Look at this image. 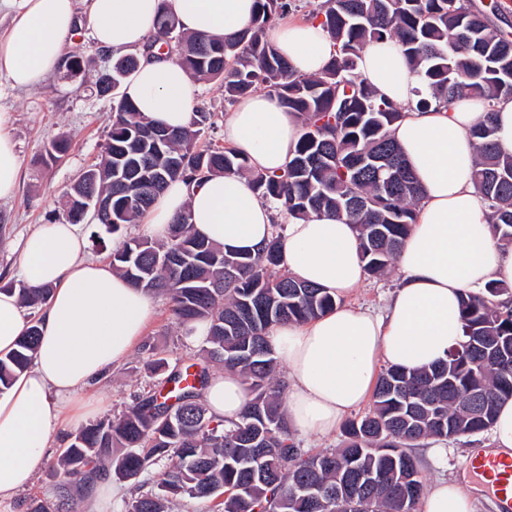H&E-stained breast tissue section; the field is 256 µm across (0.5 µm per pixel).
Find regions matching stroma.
Returning a JSON list of instances; mask_svg holds the SVG:
<instances>
[{"label":"stroma","mask_w":512,"mask_h":512,"mask_svg":"<svg viewBox=\"0 0 512 512\" xmlns=\"http://www.w3.org/2000/svg\"><path fill=\"white\" fill-rule=\"evenodd\" d=\"M80 25L67 47V55L82 56L87 64L83 78H64L55 70L46 81L30 89H5L0 92V113L9 116L8 129L15 141L20 158L21 174L13 198L0 200V279H9L16 271L17 254L13 249L23 235L38 225L63 217L68 201L67 192L79 173L104 150L105 134L111 121L110 103L98 98L94 76L111 67L115 53L97 49L87 26L88 3L79 0ZM67 138L70 149L54 164L44 161V150L54 140ZM157 314L142 335L143 341L154 345L169 362L192 359L201 362V340L176 329L169 319L163 298H155ZM147 356L134 348L129 357L113 368L95 391L99 402L93 403L89 421H97L125 411L139 396L153 391L156 379L146 366ZM77 430L69 425L53 436V446L36 471L33 486L21 492L11 503L0 506V512H28L31 500L54 501L60 477L56 463ZM489 433L445 441L448 466L437 469L426 458L423 448L414 455L424 484L444 478L459 480L463 464L472 453L490 447Z\"/></svg>","instance_id":"1"}]
</instances>
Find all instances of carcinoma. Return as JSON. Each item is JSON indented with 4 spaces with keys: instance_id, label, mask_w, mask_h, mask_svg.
<instances>
[{
    "instance_id": "cac0c4a2",
    "label": "carcinoma",
    "mask_w": 512,
    "mask_h": 512,
    "mask_svg": "<svg viewBox=\"0 0 512 512\" xmlns=\"http://www.w3.org/2000/svg\"><path fill=\"white\" fill-rule=\"evenodd\" d=\"M289 9V0H256L249 25L227 37L186 32L163 10L142 51L154 56L157 42L173 40L167 55L190 76L220 82L229 104L257 90L276 96L303 128L282 171L255 172L231 148L201 141L223 119L212 108H194L191 125L179 131L148 121L119 94L140 61L127 56L113 63L112 85L97 81L101 94H112V123L99 162L71 186L65 214L75 224L77 205L112 199L111 214L96 219L121 237L112 267L165 297L176 327L189 332L207 324L204 358L241 374L246 406L224 424L202 402L209 370L172 366L146 344L148 367L164 374L156 391L77 430L58 459V501L34 500L29 512H69L72 495L102 473L135 481L158 464L126 512H171L187 498L211 503L209 512H416L423 484L411 449L429 438L446 440L450 430L471 436L490 429L499 403L512 398V285L495 283L463 298L461 347L430 370L386 368L368 412L344 425L345 447L312 454L296 441L283 409L285 384L269 333L314 319L336 300L281 269V235L257 256L227 254L192 231L187 212L174 218L162 243L123 235L170 183L234 172L251 177L261 197L280 202L292 218L324 214L355 225L365 273L384 275L423 198L391 135L404 112L379 99L357 72L363 48L390 39L430 90L419 105L470 95L487 103L471 130L473 181L494 238L512 247V155L498 148L492 117L496 101L512 99V41L470 0H324L310 16L329 35L332 58L321 73L297 76L267 36L272 16ZM111 169L119 173L114 180ZM49 295L23 288L21 302L34 315ZM38 336L33 318L18 348L0 359V392L28 367ZM308 487L318 496L308 497Z\"/></svg>"
}]
</instances>
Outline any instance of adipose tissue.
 <instances>
[{
  "label": "adipose tissue",
  "instance_id": "ef3b65f1",
  "mask_svg": "<svg viewBox=\"0 0 512 512\" xmlns=\"http://www.w3.org/2000/svg\"><path fill=\"white\" fill-rule=\"evenodd\" d=\"M12 23L0 39V77L9 87L44 83L64 56L78 25L74 0H0ZM184 31L229 36L252 18L255 0H90L95 46L122 53L142 48L160 10ZM281 54L301 76L322 71L332 42L319 20L283 22L274 30ZM357 71L403 118L391 134L421 183L417 217L397 255L400 284L383 312L349 304L364 280L354 225L318 215L289 219L282 234V266L296 280L326 288L334 310L303 323L276 326L270 343L288 367L286 415L298 435L327 436L372 394L381 365L406 371L430 368L465 340L461 299L488 283L512 284V249L499 246L487 208L471 179L476 150L471 128L483 101L464 97L417 108L428 90L392 40L369 44ZM200 91L178 62L140 61L124 92L148 120L179 130L190 125ZM302 128L264 91L235 105L224 122V142L248 158L255 171L282 170ZM21 166L17 146L0 113V199L14 194ZM189 212L196 234L228 253L258 255L273 236L279 214L250 178L236 173L171 183L144 217L153 240ZM75 225H40L16 245L18 288L0 284V357L12 352L28 328L20 288L50 289L41 313L40 340L29 367L0 394V503L32 485L52 435L84 416L91 390L130 354L154 315L151 298L111 264L86 259ZM202 400L210 413L236 419L248 400L241 376L215 372ZM422 512H480L461 484L437 481L425 490Z\"/></svg>",
  "mask_w": 512,
  "mask_h": 512
}]
</instances>
